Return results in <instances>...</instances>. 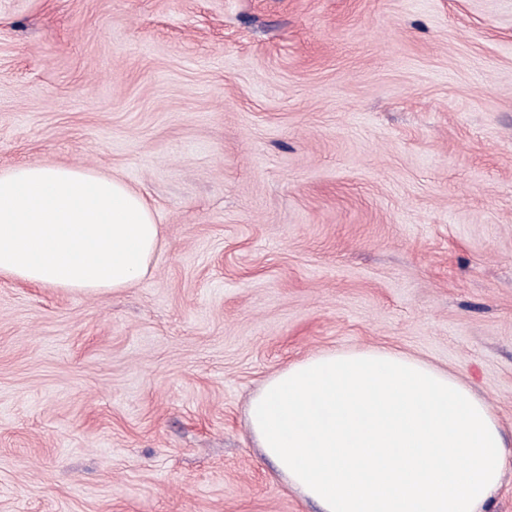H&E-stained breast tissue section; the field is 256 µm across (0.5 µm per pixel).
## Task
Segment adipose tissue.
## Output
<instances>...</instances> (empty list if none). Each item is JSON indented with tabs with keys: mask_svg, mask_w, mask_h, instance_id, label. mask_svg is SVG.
I'll list each match as a JSON object with an SVG mask.
<instances>
[{
	"mask_svg": "<svg viewBox=\"0 0 512 512\" xmlns=\"http://www.w3.org/2000/svg\"><path fill=\"white\" fill-rule=\"evenodd\" d=\"M160 241L124 181L66 165L0 172V275L81 293L145 277ZM248 424L322 512H481L507 465L503 429L457 377L391 349L329 350L251 398Z\"/></svg>",
	"mask_w": 512,
	"mask_h": 512,
	"instance_id": "1",
	"label": "adipose tissue"
}]
</instances>
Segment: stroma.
I'll use <instances>...</instances> for the list:
<instances>
[{"label": "stroma", "instance_id": "35a3bbf8", "mask_svg": "<svg viewBox=\"0 0 512 512\" xmlns=\"http://www.w3.org/2000/svg\"><path fill=\"white\" fill-rule=\"evenodd\" d=\"M122 178L150 273L0 276V512H319L247 403L329 350L512 437V0H0V171Z\"/></svg>", "mask_w": 512, "mask_h": 512}]
</instances>
